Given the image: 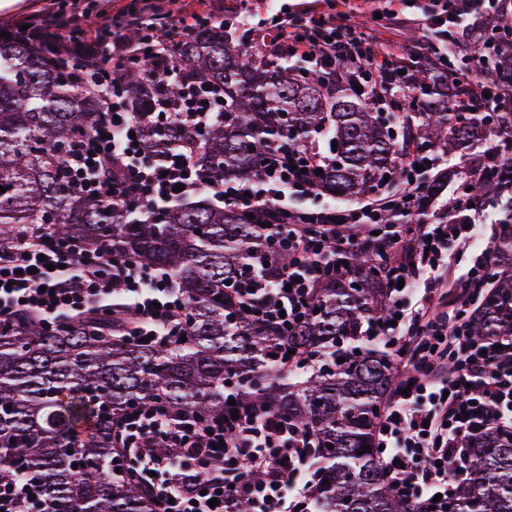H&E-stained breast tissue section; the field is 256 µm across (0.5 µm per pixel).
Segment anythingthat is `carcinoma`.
Listing matches in <instances>:
<instances>
[{"label": "carcinoma", "instance_id": "cac0c4a2", "mask_svg": "<svg viewBox=\"0 0 512 512\" xmlns=\"http://www.w3.org/2000/svg\"><path fill=\"white\" fill-rule=\"evenodd\" d=\"M491 14L466 33L465 63L454 90L475 76L488 88L496 121L488 125L448 95V66L430 61L427 80L403 92L402 139L356 91L327 71L280 62L260 43H234L224 23L199 25L180 45L182 79L224 85V117L197 129L147 121L143 140L162 155L197 144L205 179L248 180L276 142L320 148L319 188L338 198L371 193L401 177L412 148L452 156L494 145L491 164L462 173L463 194L480 202L512 190V0H494ZM53 49L15 35L0 39V255L13 252L36 227L80 247L110 250L147 268L170 272L187 299V341L160 347L130 343L111 319L75 320L51 333L27 312L0 323V488L22 479L28 501L53 512H154L146 489L127 469L115 433L123 416L158 401L176 416L221 418L227 400L271 412L309 432L325 461L314 492L317 512H418L385 479L375 428L390 394L392 354L367 347L368 323L384 315L383 266L354 249L336 275L314 289L288 345L306 364L273 371L275 328L256 322L233 300L244 277L265 272L271 232L232 207L176 205L140 223L122 204L108 208L65 184L66 146L90 131L99 102L79 89L86 62L54 63ZM130 108L153 111L167 88L145 61L121 65ZM337 149H332V143ZM487 280L491 292L466 317L478 339L512 338V199L503 210ZM89 412L93 425L77 426ZM369 450H364V446ZM512 512V431L492 428L470 448L466 475L450 505L456 512Z\"/></svg>", "mask_w": 512, "mask_h": 512}]
</instances>
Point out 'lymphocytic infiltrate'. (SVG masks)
<instances>
[{
  "mask_svg": "<svg viewBox=\"0 0 512 512\" xmlns=\"http://www.w3.org/2000/svg\"><path fill=\"white\" fill-rule=\"evenodd\" d=\"M199 8L170 17L156 33L144 18L127 19L74 10L25 16L30 40L70 52V37L82 32L84 49L102 51L96 79L86 96L103 99L104 110L91 134L72 139L67 170L74 189L104 205L142 208L167 204L201 192L257 215L274 225L272 248L294 258L284 273L250 280L237 289L253 317L281 330L282 353L276 366L293 364L284 355V330L303 315L311 292L330 275L352 247L383 263L388 288L387 314L374 320L371 339H387L396 351L393 393L378 419L377 442L385 477L394 493L417 504L420 512H448L446 496L465 475L475 438L491 428L512 429V341L495 343L471 336L456 310H440L436 291L448 275V255L473 249L468 274L483 279L493 256L474 250L480 207L457 199L451 211L435 205L421 171L444 174V160L433 149L409 157L405 188L394 202L375 200L361 212L332 205L293 211L288 199L316 190L318 150L303 144L272 145L267 167L246 181L203 180L188 144L154 157L135 145L144 113L127 107L129 90L115 77L112 58L150 55L152 76L160 84L178 78L175 52L195 26L209 20ZM276 53L309 54L325 69H345L358 77L363 94L377 109L400 116L395 99L406 86L401 60H376L374 33L360 31L349 12L337 11L312 25L280 21L264 36ZM155 114L175 124L205 128L224 112V91L183 87L177 107L158 98ZM402 223L381 222L383 213ZM380 233H373L374 224ZM187 301L163 276L126 258L42 235L25 239L14 252L0 255V322L16 312L35 314L46 331L59 323L101 312L123 318L132 341L162 345L186 331ZM119 441L126 448L136 480L156 500V512H228L244 500L249 512H313L304 491L310 483L312 436L289 428L283 418L247 408H226L223 418L198 421L175 417L161 404L126 414ZM224 461L211 472L213 459ZM259 480H251V473Z\"/></svg>",
  "mask_w": 512,
  "mask_h": 512,
  "instance_id": "lymphocytic-infiltrate-1",
  "label": "lymphocytic infiltrate"
}]
</instances>
